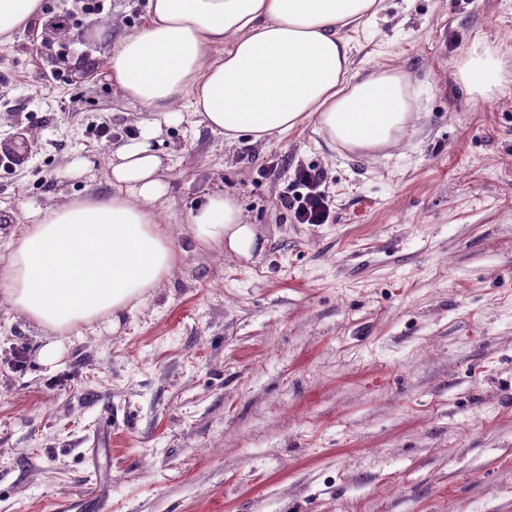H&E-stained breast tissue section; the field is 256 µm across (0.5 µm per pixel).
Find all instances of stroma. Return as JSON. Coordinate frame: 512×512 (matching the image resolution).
Segmentation results:
<instances>
[{
  "label": "stroma",
  "instance_id": "1",
  "mask_svg": "<svg viewBox=\"0 0 512 512\" xmlns=\"http://www.w3.org/2000/svg\"><path fill=\"white\" fill-rule=\"evenodd\" d=\"M147 2L109 0L46 57L44 0L0 45V260L36 210L111 193L113 148L159 119L103 65ZM347 35L354 66L410 78L397 144L353 155L311 121L231 144L178 101L159 286L50 363L53 334L0 294V512H87L99 486L106 512H512V82L482 100L457 72L482 38L512 74V0H382ZM77 157L92 177L66 176ZM302 167L327 173L329 223L282 203ZM227 192L255 232L246 257L190 231Z\"/></svg>",
  "mask_w": 512,
  "mask_h": 512
}]
</instances>
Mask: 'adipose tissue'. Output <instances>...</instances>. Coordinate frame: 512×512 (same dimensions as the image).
<instances>
[{
	"instance_id": "adipose-tissue-1",
	"label": "adipose tissue",
	"mask_w": 512,
	"mask_h": 512,
	"mask_svg": "<svg viewBox=\"0 0 512 512\" xmlns=\"http://www.w3.org/2000/svg\"><path fill=\"white\" fill-rule=\"evenodd\" d=\"M380 0H149L148 18L106 60L131 102L182 120L186 98L225 140L262 142L315 121L330 144L355 154L394 145L413 110L410 81L396 68L363 73L346 26L367 25ZM469 86L487 95L506 83L501 61L474 40L462 62ZM144 121L137 140L113 150L112 192L47 207L20 230L0 291L10 306L57 333L107 320L156 287L174 262L156 220L167 169ZM203 245L249 255L255 235L231 194L190 216Z\"/></svg>"
}]
</instances>
